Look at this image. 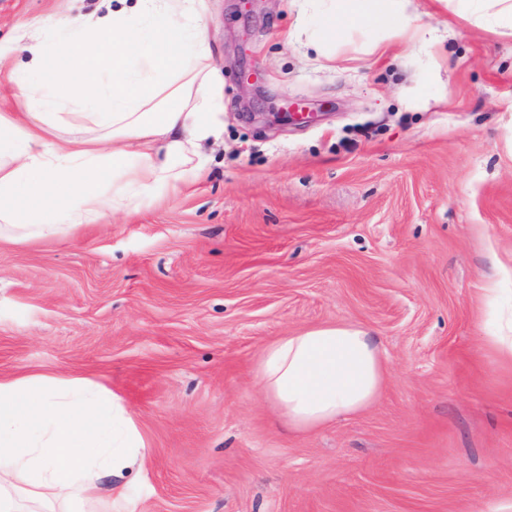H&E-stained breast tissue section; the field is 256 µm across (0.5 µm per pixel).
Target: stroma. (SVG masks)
<instances>
[{"mask_svg": "<svg viewBox=\"0 0 512 512\" xmlns=\"http://www.w3.org/2000/svg\"><path fill=\"white\" fill-rule=\"evenodd\" d=\"M98 0H0V112L23 46ZM323 0H204L224 140L180 192L66 242L0 243V375L112 389L150 450L98 512H494L512 503V30L409 0L437 43L349 30ZM254 73L250 85L244 74ZM298 102L309 121L272 122ZM496 314L487 317V289ZM361 325L388 376L368 410L280 430L251 365L274 337Z\"/></svg>", "mask_w": 512, "mask_h": 512, "instance_id": "35a3bbf8", "label": "stroma"}]
</instances>
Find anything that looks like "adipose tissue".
I'll return each mask as SVG.
<instances>
[{"mask_svg":"<svg viewBox=\"0 0 512 512\" xmlns=\"http://www.w3.org/2000/svg\"><path fill=\"white\" fill-rule=\"evenodd\" d=\"M311 44L327 55L350 28L433 41L403 21L407 0H329ZM64 43L27 45L38 83L0 113V242L62 238L177 192L224 137V96L197 20L200 0H137ZM386 362L364 328L323 324L266 343L253 372L276 417L306 433L378 399ZM148 450L111 390L65 375L0 377V512H94L99 481L141 472Z\"/></svg>","mask_w":512,"mask_h":512,"instance_id":"1","label":"adipose tissue"}]
</instances>
